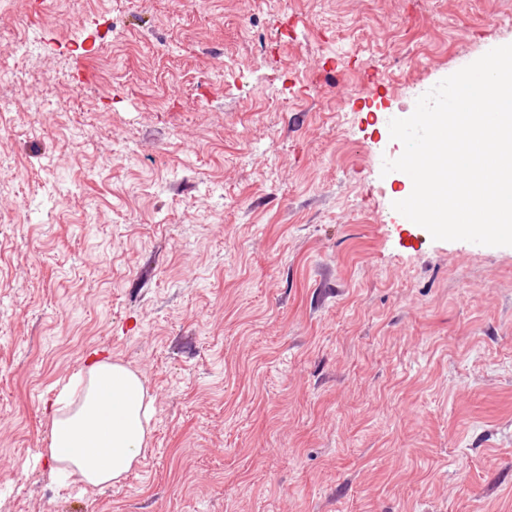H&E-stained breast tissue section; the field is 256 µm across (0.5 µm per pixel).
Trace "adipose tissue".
<instances>
[{
	"instance_id": "obj_1",
	"label": "adipose tissue",
	"mask_w": 512,
	"mask_h": 512,
	"mask_svg": "<svg viewBox=\"0 0 512 512\" xmlns=\"http://www.w3.org/2000/svg\"><path fill=\"white\" fill-rule=\"evenodd\" d=\"M154 400L123 363L92 355L57 396L46 454L60 477L91 488L121 482L147 450Z\"/></svg>"
}]
</instances>
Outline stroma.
Segmentation results:
<instances>
[{"mask_svg":"<svg viewBox=\"0 0 512 512\" xmlns=\"http://www.w3.org/2000/svg\"><path fill=\"white\" fill-rule=\"evenodd\" d=\"M506 44L512 0L0 7V512H512V246L382 171ZM96 351L155 414L79 490L40 450Z\"/></svg>","mask_w":512,"mask_h":512,"instance_id":"1","label":"stroma"}]
</instances>
